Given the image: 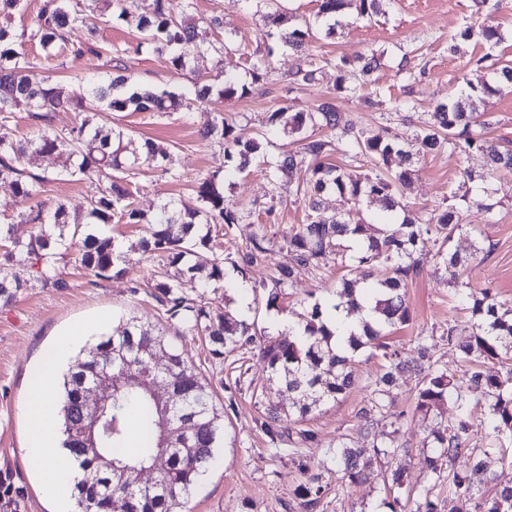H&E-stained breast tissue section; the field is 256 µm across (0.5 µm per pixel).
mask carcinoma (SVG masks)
<instances>
[{
	"label": "carcinoma",
	"mask_w": 512,
	"mask_h": 512,
	"mask_svg": "<svg viewBox=\"0 0 512 512\" xmlns=\"http://www.w3.org/2000/svg\"><path fill=\"white\" fill-rule=\"evenodd\" d=\"M127 0H77L75 7L66 0H43L33 25L20 32L9 24L12 11L20 0H0V182H8L15 193L34 199L37 186L47 177L29 174L24 163L32 155L55 154L61 158L57 175L83 177L107 182V186L89 201L84 215H72L59 203L53 208L38 201L35 209L18 216L17 222L0 226V300L12 301L21 290L19 279L10 268L28 263L37 268L45 283L56 280L55 262L77 248L75 262L97 279L118 275L120 262L126 258L123 247L107 227L113 223L142 224L145 235L137 250L156 260L173 273L157 281L151 295L170 321H177L190 332H204L212 345L211 354L224 358V350H235L253 343L248 326L230 310L217 314L196 304L183 294L179 278L199 279L203 286L224 279V258L207 257L210 235L204 228L222 224L227 229L243 219L240 210L224 197L223 182L215 172L200 179L193 189L196 205L182 208L172 202L160 205L149 218L134 206V192L127 180L129 172L141 161L149 164L166 158L165 149L146 140L137 147L125 142L122 129L112 125L105 116L112 112H183L189 100L205 101L243 97L248 86L235 74H224L219 83L194 79L182 90L129 88L126 67L115 65L116 73L105 80L100 77L77 85L64 84L48 75L34 73L33 63L16 45L28 39L38 43L44 60L50 62L68 42L75 28L87 29V40L71 44L73 54L96 52V28L90 21L110 11V16L125 22L133 21L143 43L166 58L170 68L180 75L196 73L193 62L199 57L215 56L224 62L226 44L222 40L196 42V19L189 14L193 0H143L140 12L130 16ZM312 18L300 24L275 8L265 15L269 31L279 41L297 52L313 28L322 26L331 35L342 24L348 0H316ZM384 0H358L357 16L369 19L383 11ZM477 38L486 43L497 39L491 28L467 27L461 38ZM273 49L267 53H245L247 70L253 80L269 72ZM339 76L336 91L355 93L372 84L371 74L380 67V57L362 55L358 64L345 58L334 63ZM494 79L479 90L464 91L435 105L430 121L415 134V152L451 150L461 156L472 151L485 155L490 169L496 173L512 172V148L501 146L474 130L480 125L471 108L475 98L512 89V65L490 64ZM320 67L311 60L298 67L293 83L310 85L318 80ZM71 108L78 112L77 126L66 133L50 125V113ZM27 112L35 128L25 142L12 136L14 114ZM287 128L301 135L294 152L277 155L268 151L271 137ZM200 136L212 140L224 152V175L243 174L257 164L264 167L272 190L280 188V175L286 174L288 192L302 199L308 208L307 220L288 235V264L277 270L273 279L275 291L267 305L279 298V289L292 284L300 269L316 267L336 251L339 241L355 243L352 256L343 252L337 260L349 268L350 277L343 279L336 299L311 305L303 321L288 332V338L272 341L259 348L267 362L271 378L293 394V405L300 419H305L324 402L346 392L354 381L352 355L370 347L381 352L385 361L382 372L369 382V405L360 409L364 421L362 431L371 439L372 455L353 446L350 439L339 442L334 462L341 483L359 481L374 464L384 465L400 452H408L400 443L401 416H390L391 394L397 374L408 370L420 377L413 413L428 414L445 404L453 408V416L444 428L424 440L423 447L435 452L424 461L432 484L419 490L411 488L404 471L395 469L384 478L390 509L405 502L411 512H506L501 505L512 503V487L503 486L490 498L480 493L477 478L489 473L490 459L510 462L507 445H512V364L505 355L512 352V305L501 302L489 291H472L465 281L469 257L452 248L454 237L467 228L463 213L455 204L427 217L403 215L395 220L409 185L408 170H394L390 163L397 156L408 160L412 152L404 149L397 134L380 136L344 122L336 104L323 99L304 112H291L281 107L269 116V128L263 133L249 134L222 118L212 120L200 130ZM343 154L348 162H328L333 151ZM366 162L375 173L354 178L347 167ZM334 192L346 203V210L327 216L320 212V196ZM380 207L389 215L382 226L369 221L371 209ZM30 224L32 230L22 237L15 233V224ZM264 231L253 238V249L239 256L233 265L244 271L257 257L267 252L262 245ZM435 254L448 273V285L455 289L456 302L470 310L475 322L469 338L457 341L455 327L448 326V343L460 358L456 373L436 367L430 356L431 337L423 333L414 340L412 353L391 346L387 330L411 320L405 288L420 272L424 258ZM343 310L360 316L362 331L347 333L339 346V330L328 326L331 314ZM165 354L168 365L164 377L181 403L180 444L171 445L164 436L166 412L150 391L156 372L149 362ZM496 361L501 369L492 372L487 364ZM108 372L112 379V403L95 431L94 448H84L69 433V422L78 406L85 381ZM63 401L60 407L61 443L72 460L83 470V478L73 489L76 512H178L197 485L200 474L213 465L216 449L224 432V418L213 400V391L203 383L194 369L166 337L148 323L131 318L103 336L82 357L77 358L63 376ZM138 421L140 436L137 449L129 450L128 422ZM389 421L390 432L375 429ZM277 411L268 412L261 423L271 438L282 437ZM310 430L288 431V456L297 462L303 474L309 466L300 455V446L314 443ZM461 457L473 460L466 471L454 467ZM110 460L126 472L124 483L112 481L104 461ZM162 461L158 487L150 492L134 486L137 473L155 461ZM447 482V496L432 494L433 485ZM320 476L310 475L298 485L297 496L305 505L320 501Z\"/></svg>",
	"instance_id": "cac0c4a2"
}]
</instances>
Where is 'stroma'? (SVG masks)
Returning <instances> with one entry per match:
<instances>
[{"mask_svg":"<svg viewBox=\"0 0 512 512\" xmlns=\"http://www.w3.org/2000/svg\"><path fill=\"white\" fill-rule=\"evenodd\" d=\"M223 20L222 37L227 44L223 60L200 58L201 79L218 82L223 72L244 74L241 51L265 52L273 49L271 68L266 76L249 82V92L241 98L225 101L195 102L191 120L181 113L120 112L115 121L133 143L150 139L168 151L165 169L137 166L131 178L136 187L135 204L146 214H153L160 203L193 201L192 186L199 177L221 170L224 153L218 143L202 139L200 127L207 121L224 117L247 132L268 128L271 112L282 106L299 111L318 99L330 97L344 118L374 133L392 132L400 139H412L421 121L438 102L459 92L461 79L479 85L491 74L483 64L484 55L500 61H512V0H387L382 15L356 21L355 8H348V25L335 36L314 31L307 38L302 54H294L278 38L269 36L262 15L246 0H194L198 20V38L210 41L215 33L206 23L209 16ZM496 27L500 40L488 45L462 39L469 26ZM97 40L107 54L61 55L54 74L74 84L82 78L101 76L111 69L110 50H121V59L135 84L176 89L189 85L191 78L170 70L164 57L148 48H139L140 35L134 26L120 20L98 22ZM376 51L382 53L380 69L374 73V87L380 90L379 103H370L366 95H337L333 60ZM422 68L420 82L408 84L398 71L401 58ZM322 62L316 83L292 89L290 76L300 59ZM410 100L409 111L388 110L387 100ZM482 120L487 121V137L512 142V92L505 91L476 101ZM59 160L52 155L32 157L27 170L45 176L39 196L46 206L65 204L70 211H85L98 183L76 178H57ZM487 171L482 153L461 156L447 151L416 157L412 185L406 201L411 210L427 213L441 210L453 194L467 195L464 209L466 223L474 232L457 236L455 247L461 254L473 255L468 280L473 289L488 288L504 301L512 302V174L502 176L498 202L485 210L479 175ZM270 185L262 167L224 181V195L244 218L232 230L221 225L211 228L214 252L224 255V279L201 287L190 278L180 281L184 294L206 307H238L240 295L250 300L245 317L257 341L286 338L283 330H274L279 318L298 320L310 305L331 298L341 278L348 271L328 258L320 267L308 269L293 284L283 288L276 306H268L278 265L288 253L285 238L298 224L304 223L307 209L302 200L286 194L274 213H267ZM265 228L271 238L269 250L247 268L238 272L233 265L239 254L249 250L254 233ZM112 235L128 250L120 275L100 280L77 269L72 257L56 263L62 286L43 284L32 269L14 267L23 287L9 303L0 302V495L13 505L8 512H52L25 449V385L37 375L44 356L49 354L57 334L78 323H87L109 315L113 320L138 316L156 324L168 341L181 352L187 364L215 392L218 406L224 407V446L219 463L210 468L185 502L183 512H390L382 492L383 473L372 470L365 480L340 485L332 455L341 437L359 440L361 421L358 411L370 398L368 382L381 370L382 359L363 350L355 357V380L336 401L321 405L302 423L312 430L316 441L302 453L313 473L322 477L325 492L314 508H306L295 495L303 477L287 454H278L260 424L268 405L290 407L288 394L276 391L268 381L269 372L257 352L225 353L216 359L204 336L186 333L179 322L167 321L150 296L149 283L158 265L146 261L133 246L143 234L138 224H115ZM443 266L424 261L419 275L407 288L412 319L409 324L390 330L388 340L398 348H411L415 336L432 337L431 355L440 367L456 371L459 356L446 338L448 328L457 337H468L473 319L469 311L457 308L453 288L447 284ZM417 379L403 372L393 393V413H406L401 426L402 443L409 455L392 459L391 468H402L411 486L426 483L423 439L446 424L451 414L444 406L427 416L413 415Z\"/></svg>","mask_w":512,"mask_h":512,"instance_id":"35a3bbf8","label":"stroma"}]
</instances>
